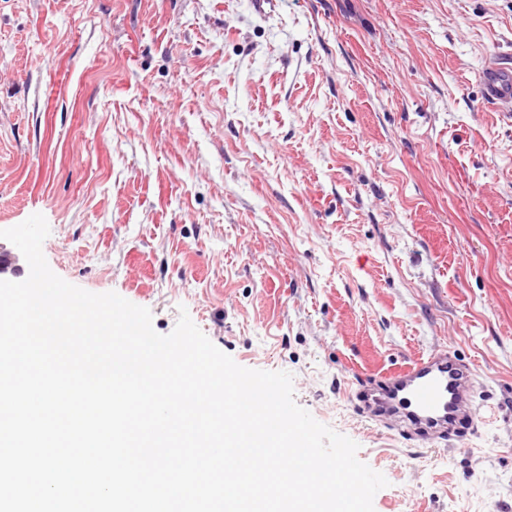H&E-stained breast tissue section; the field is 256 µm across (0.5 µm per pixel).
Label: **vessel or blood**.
I'll use <instances>...</instances> for the list:
<instances>
[{
  "instance_id": "1",
  "label": "vessel or blood",
  "mask_w": 512,
  "mask_h": 512,
  "mask_svg": "<svg viewBox=\"0 0 512 512\" xmlns=\"http://www.w3.org/2000/svg\"><path fill=\"white\" fill-rule=\"evenodd\" d=\"M484 95L493 105L512 107V71L502 65L481 73ZM475 374L452 350L441 349L395 370L380 387L365 390L370 416L407 435L442 438L461 421L474 422Z\"/></svg>"
}]
</instances>
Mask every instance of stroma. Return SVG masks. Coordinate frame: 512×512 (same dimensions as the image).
Segmentation results:
<instances>
[{
	"instance_id": "35a3bbf8",
	"label": "stroma",
	"mask_w": 512,
	"mask_h": 512,
	"mask_svg": "<svg viewBox=\"0 0 512 512\" xmlns=\"http://www.w3.org/2000/svg\"><path fill=\"white\" fill-rule=\"evenodd\" d=\"M512 0H0V229L285 371L387 487L374 512H512V122L479 75ZM476 427L422 445L359 385L442 348Z\"/></svg>"
}]
</instances>
